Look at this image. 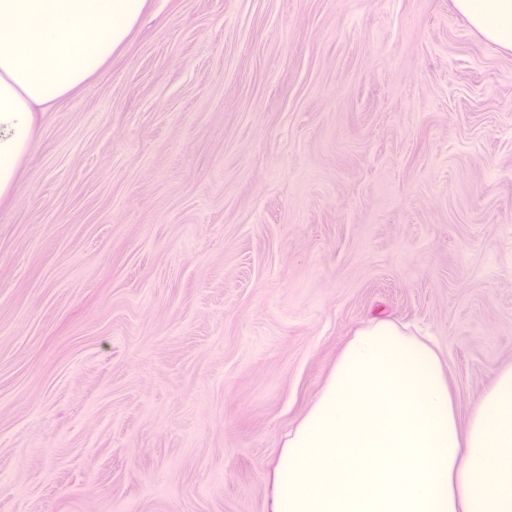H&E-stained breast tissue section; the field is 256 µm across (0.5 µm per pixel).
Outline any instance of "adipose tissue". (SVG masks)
I'll return each mask as SVG.
<instances>
[{"mask_svg": "<svg viewBox=\"0 0 512 512\" xmlns=\"http://www.w3.org/2000/svg\"><path fill=\"white\" fill-rule=\"evenodd\" d=\"M451 4L512 52V0ZM147 5L0 0V203L15 193L43 115L111 63ZM267 479L269 512H512V365L463 422L434 347L390 321L362 327L284 435Z\"/></svg>", "mask_w": 512, "mask_h": 512, "instance_id": "1", "label": "adipose tissue"}]
</instances>
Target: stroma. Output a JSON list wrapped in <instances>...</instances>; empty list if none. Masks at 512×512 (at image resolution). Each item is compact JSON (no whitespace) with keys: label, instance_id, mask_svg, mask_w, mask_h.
Listing matches in <instances>:
<instances>
[{"label":"stroma","instance_id":"1","mask_svg":"<svg viewBox=\"0 0 512 512\" xmlns=\"http://www.w3.org/2000/svg\"><path fill=\"white\" fill-rule=\"evenodd\" d=\"M512 363V54L449 0H153L0 204V512H267L348 336Z\"/></svg>","mask_w":512,"mask_h":512}]
</instances>
